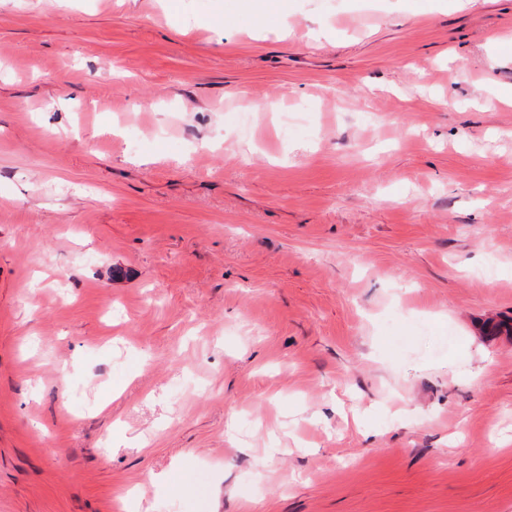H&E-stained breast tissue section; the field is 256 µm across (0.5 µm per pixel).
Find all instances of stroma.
Wrapping results in <instances>:
<instances>
[{"label":"stroma","instance_id":"1","mask_svg":"<svg viewBox=\"0 0 512 512\" xmlns=\"http://www.w3.org/2000/svg\"><path fill=\"white\" fill-rule=\"evenodd\" d=\"M503 315L512 0H0V512H512Z\"/></svg>","mask_w":512,"mask_h":512}]
</instances>
